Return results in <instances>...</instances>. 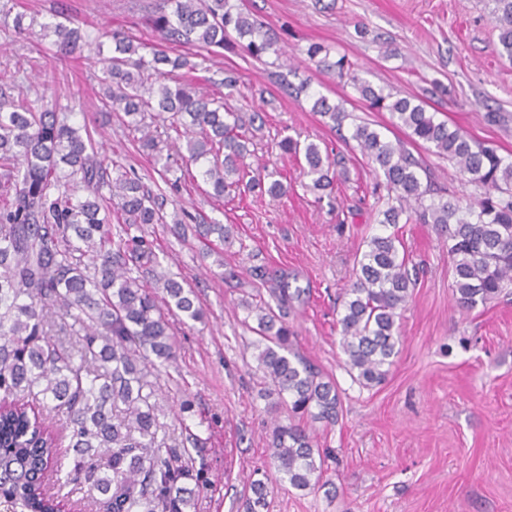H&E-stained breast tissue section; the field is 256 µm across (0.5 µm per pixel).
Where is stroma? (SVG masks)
I'll list each match as a JSON object with an SVG mask.
<instances>
[{"label": "stroma", "instance_id": "stroma-1", "mask_svg": "<svg viewBox=\"0 0 512 512\" xmlns=\"http://www.w3.org/2000/svg\"><path fill=\"white\" fill-rule=\"evenodd\" d=\"M259 17L278 36L275 64L242 57L238 50L207 54L203 70L177 71L201 92L239 109L260 113L249 146L250 163L286 177L279 199L249 193L215 202L202 177L186 181L166 207L223 224L222 256H203L194 224H155L145 233L162 271L191 289L203 321L170 317L176 358L157 378L158 438L182 446L186 431L205 441L206 489L190 512H245L256 472L273 489L266 512H512V289L463 313L452 295L448 244L429 224L381 225L374 191L381 171L346 145L328 118L308 99L288 96L276 82L280 67L298 69L313 93L343 103L390 140H406L387 112L366 111L359 94L309 61V44L346 55L363 80L402 96L422 99L428 111L505 157H512V61L495 53L497 33L485 0H231ZM152 0H8L0 15V70L24 79L44 63L52 36L42 23L67 8L93 33L106 27L145 43L157 37L141 23ZM32 27L15 35L14 14ZM239 72L236 89L224 71ZM100 66L85 52L57 66L52 90L84 104L75 124H88L110 157L122 158L146 185L159 176L149 151L134 141L120 113L99 110ZM313 142L345 159L347 175L331 196L307 189L295 158L279 148L284 138ZM411 150L443 192L476 189L447 160L420 145ZM397 234L418 280L399 318V354L386 381L366 387L344 365L337 320L356 255L371 236ZM302 289L288 324L295 348L315 370L334 379L341 397L335 424L309 422L320 448L328 449L322 484L308 490L281 480L269 456L274 420H287L288 405L262 396L255 359L257 334L248 302L271 299L275 288ZM189 412H181L182 402Z\"/></svg>", "mask_w": 512, "mask_h": 512}]
</instances>
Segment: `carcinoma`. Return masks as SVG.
Returning a JSON list of instances; mask_svg holds the SVG:
<instances>
[{
	"mask_svg": "<svg viewBox=\"0 0 512 512\" xmlns=\"http://www.w3.org/2000/svg\"><path fill=\"white\" fill-rule=\"evenodd\" d=\"M487 6L498 30L496 51L512 61V0H487ZM145 21L159 44L148 47L108 31L91 39L67 15L46 23L55 51L39 70L42 91L32 98L20 84L0 83V398L35 392L52 403L70 431L73 467L66 483L104 496L108 512H186L206 480L203 470L189 465V449L165 448L157 440L151 368L174 359L175 340L140 273L150 270L162 286L167 311L190 321L204 313L181 282L156 271L159 262L140 231L166 223L168 192L178 191L194 166L216 200L232 191L281 198L288 186L277 171L247 163L253 125L238 110L196 93L191 82L171 86L165 78L201 67L176 53L179 48L222 49L236 36V47L260 60L277 53L276 38L231 0H155ZM86 49L102 64V108L123 113L131 133L155 152L164 187L148 188L123 163L99 153L88 128L68 122L82 103L63 104L49 93L52 62ZM306 54L356 89L370 109L390 113L411 142L451 162L480 191L467 203L434 196L430 173L403 142L383 138L368 121L354 122L345 140L384 176L380 223L434 225L448 241L454 301L463 311L512 286V159L450 128L423 101L363 81L347 58L331 60L328 48L313 44ZM294 75L290 69L276 78L289 94L309 96L307 81L288 80ZM312 109L339 131L352 118L322 95L313 98ZM281 148L303 154V175L318 191L332 186L336 167L344 164V157L332 159L313 142L302 147L288 138ZM171 149L182 161L175 178ZM112 222L125 225L116 238L106 229ZM399 247L394 234L370 237L355 258L338 320L345 365L365 386L385 381L399 353L397 320L416 281ZM287 301L278 295L276 310L256 302V359L274 392L288 395V421L273 423L271 456L291 487L306 490L319 485L323 469L312 435L296 419L334 424L341 399L336 383L295 351ZM57 305L84 332L75 353L49 337L48 313ZM119 403L125 406L121 419L113 414ZM101 448L112 449L105 469L97 460ZM58 461L42 416L23 404L0 405V493L14 499L19 512H54L57 504L39 489ZM250 489L249 512H260L269 479L252 480Z\"/></svg>",
	"mask_w": 512,
	"mask_h": 512,
	"instance_id": "obj_1",
	"label": "carcinoma"
}]
</instances>
